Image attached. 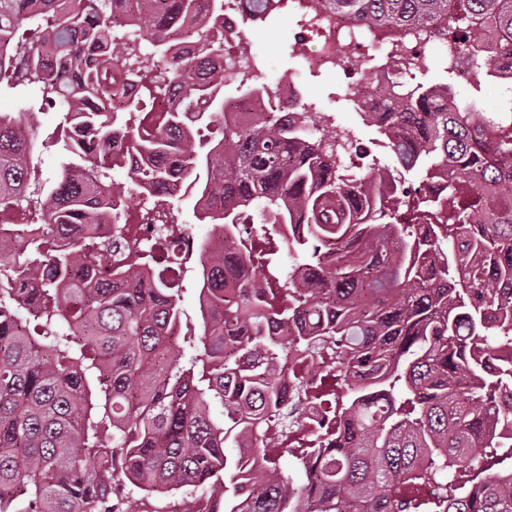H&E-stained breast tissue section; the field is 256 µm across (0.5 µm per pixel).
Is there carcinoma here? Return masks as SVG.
Wrapping results in <instances>:
<instances>
[{
    "label": "carcinoma",
    "instance_id": "obj_1",
    "mask_svg": "<svg viewBox=\"0 0 512 512\" xmlns=\"http://www.w3.org/2000/svg\"><path fill=\"white\" fill-rule=\"evenodd\" d=\"M316 2L363 31L440 21L446 45L492 30L512 52V0ZM286 7L249 0L259 23ZM224 34V0H0V94L21 106L0 113V512H128L126 482L210 484L184 512H512V469L493 470L512 460V92L478 112L444 82L391 81L365 117L394 169L424 176L353 178L336 167L353 141L245 86L220 62ZM129 89L176 101L150 112ZM46 107L41 145L65 157L53 179L25 122ZM115 169L127 189L104 184ZM143 193L140 222L161 235L131 246ZM190 197L213 225L196 250L161 225ZM290 224L296 263L273 285L259 245ZM326 353L333 371L303 389L327 417L317 448L253 465L270 427L300 419L285 388L302 358ZM186 289L180 297V305L187 314L192 331L196 334L200 332V305H199V290L196 288L193 278L188 277L185 281Z\"/></svg>",
    "mask_w": 512,
    "mask_h": 512
}]
</instances>
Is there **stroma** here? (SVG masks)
Here are the masks:
<instances>
[{
	"label": "stroma",
	"mask_w": 512,
	"mask_h": 512,
	"mask_svg": "<svg viewBox=\"0 0 512 512\" xmlns=\"http://www.w3.org/2000/svg\"><path fill=\"white\" fill-rule=\"evenodd\" d=\"M297 29V16L288 10L282 11L271 25L244 26L246 37L263 60L260 83L276 91L288 82L298 81L304 102L315 104L318 111L324 112L337 135H349L367 150L369 156L375 157L379 165L389 164L388 149L377 144L376 127L363 119L347 97V75L340 70H310L306 55L297 54L293 46V34Z\"/></svg>",
	"instance_id": "1"
}]
</instances>
